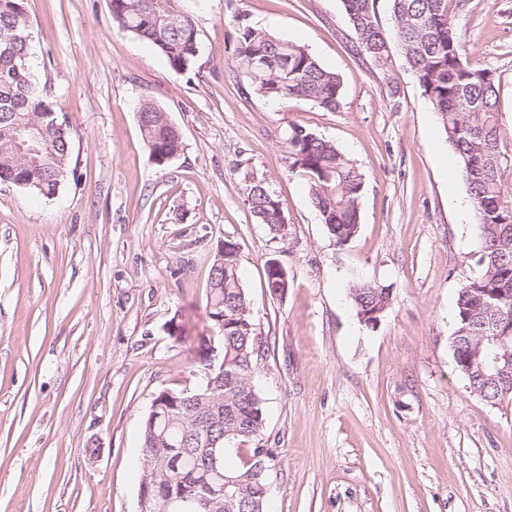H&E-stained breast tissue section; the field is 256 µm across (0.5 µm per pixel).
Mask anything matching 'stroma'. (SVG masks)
<instances>
[{
    "instance_id": "stroma-1",
    "label": "stroma",
    "mask_w": 512,
    "mask_h": 512,
    "mask_svg": "<svg viewBox=\"0 0 512 512\" xmlns=\"http://www.w3.org/2000/svg\"><path fill=\"white\" fill-rule=\"evenodd\" d=\"M192 67L112 22L110 0H27L31 69L66 116L57 195L0 184V512H138L141 425L154 396L194 386L221 240L237 242L252 301L275 454L268 512H512V399L470 392L451 348L478 231L438 115L400 53L376 67L342 0H178ZM304 46L342 81L337 108L258 96L231 71L235 16ZM453 22L499 85L512 134V0H467ZM160 107L184 148L157 166L138 125ZM365 177L357 235H328L282 146L292 126ZM286 237L257 223L251 181ZM288 272L284 297L265 265ZM392 290L376 327L348 300ZM184 332L176 334L172 323ZM249 207L252 215L260 224H266L276 235L284 237L287 224L279 200L261 180L251 184L248 193Z\"/></svg>"
}]
</instances>
